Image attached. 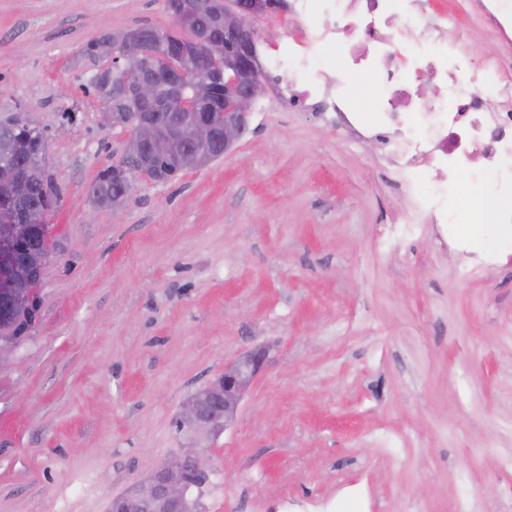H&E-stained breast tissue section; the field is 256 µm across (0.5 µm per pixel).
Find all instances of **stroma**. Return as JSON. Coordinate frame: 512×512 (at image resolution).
<instances>
[{
	"label": "stroma",
	"instance_id": "obj_1",
	"mask_svg": "<svg viewBox=\"0 0 512 512\" xmlns=\"http://www.w3.org/2000/svg\"><path fill=\"white\" fill-rule=\"evenodd\" d=\"M428 2L478 56L512 54L473 0ZM139 24L175 27L165 0H0V120L44 132L62 191L34 320L0 361V512H109L185 448L184 402L257 348L201 442L197 512H357L352 483L373 512H512V227L462 213L489 269L432 224L381 244L409 202L377 149L268 94L224 157L93 210L129 131L105 126L79 51Z\"/></svg>",
	"mask_w": 512,
	"mask_h": 512
}]
</instances>
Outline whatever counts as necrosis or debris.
<instances>
[{
	"label": "necrosis or debris",
	"instance_id": "obj_1",
	"mask_svg": "<svg viewBox=\"0 0 512 512\" xmlns=\"http://www.w3.org/2000/svg\"><path fill=\"white\" fill-rule=\"evenodd\" d=\"M279 26L267 69L282 96L377 147L410 200L382 238L433 224L469 266L497 265L460 235L458 215L475 202L483 223L512 224V57L474 55L454 15L428 13L426 0H288ZM353 74L374 88L370 109L349 94ZM424 83L433 98L420 97Z\"/></svg>",
	"mask_w": 512,
	"mask_h": 512
}]
</instances>
